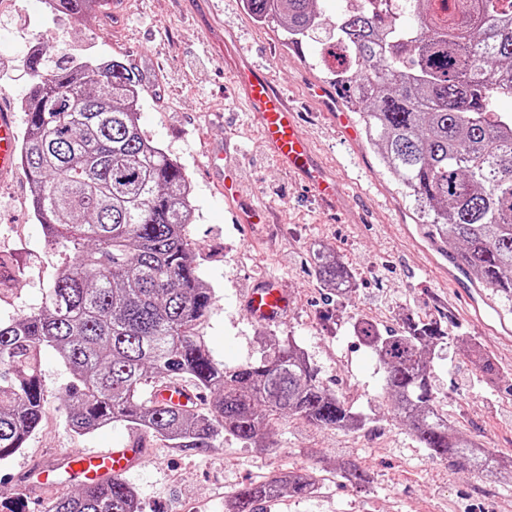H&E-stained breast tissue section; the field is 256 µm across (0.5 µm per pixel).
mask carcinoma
Wrapping results in <instances>:
<instances>
[{
    "label": "carcinoma",
    "mask_w": 512,
    "mask_h": 512,
    "mask_svg": "<svg viewBox=\"0 0 512 512\" xmlns=\"http://www.w3.org/2000/svg\"><path fill=\"white\" fill-rule=\"evenodd\" d=\"M56 14L83 18L102 0H50ZM315 0H246L259 22L275 19L291 43L322 26ZM397 15L362 6L330 24L347 102L365 105L367 141L419 206L437 242L461 244L454 259L512 300V0H407ZM34 83L22 110L19 162L31 208L64 259L26 315L0 322V461L26 447L47 398L42 362L56 355L76 434L125 423L177 448H210L226 434L252 441L278 421L357 431L374 417L321 383L295 345H269L234 367L215 361L198 327L213 303L187 234L191 186L182 167L140 129L139 82L120 60L49 69L29 61ZM317 272L349 297L353 276L326 249ZM384 373L391 409L432 459L486 478L502 475L494 454L448 422L433 392L429 352L448 337L432 320L408 319L382 332L353 323ZM210 399L187 407L144 397L184 380ZM337 470L363 484L350 459ZM314 477L292 470L238 489L227 512H257L286 495L313 493ZM48 512H140L123 478L83 483Z\"/></svg>",
    "instance_id": "carcinoma-1"
}]
</instances>
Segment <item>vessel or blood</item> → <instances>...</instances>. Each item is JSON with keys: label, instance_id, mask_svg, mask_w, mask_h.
Returning <instances> with one entry per match:
<instances>
[{"label": "vessel or blood", "instance_id": "obj_1", "mask_svg": "<svg viewBox=\"0 0 512 512\" xmlns=\"http://www.w3.org/2000/svg\"><path fill=\"white\" fill-rule=\"evenodd\" d=\"M236 88L259 126L273 156L284 166L300 172L311 191L324 200L335 199L340 192L336 180L324 173L315 160L313 145L302 131L298 114L288 97L276 90L263 76L255 74L247 64L236 68ZM17 116L0 107V177L15 172L17 166ZM448 283L459 288L476 317L484 320L489 335L501 342L512 343V318L499 311L490 295L475 283L467 281L457 262L448 264ZM246 305L251 315L266 323H276L288 312L286 290L272 280L263 281L249 293ZM143 449L134 444L113 450L110 454L78 451L70 470L75 474L94 476L108 471L112 476L127 475Z\"/></svg>", "mask_w": 512, "mask_h": 512}]
</instances>
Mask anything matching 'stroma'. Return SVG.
Wrapping results in <instances>:
<instances>
[{
    "label": "stroma",
    "instance_id": "1",
    "mask_svg": "<svg viewBox=\"0 0 512 512\" xmlns=\"http://www.w3.org/2000/svg\"><path fill=\"white\" fill-rule=\"evenodd\" d=\"M233 41L255 72L302 110L319 164L343 184L335 204L312 196L306 182L272 156L250 114L233 104L235 69L224 44ZM325 31L295 45L279 22H257L243 0H106L86 18L46 12L44 0H0V103L20 111L33 82L27 61L42 50L46 65L120 58L143 88L139 125L185 170L193 220L188 235L214 304L200 331L214 358L227 366L258 359L264 339L292 340L323 384L357 408H372L365 430L343 432L301 422L276 424L253 442L230 436L211 448H175L144 429L116 424L79 435L69 430L64 388L69 375L54 357L43 366L48 397L40 425L25 448L0 462V512H47L50 502L77 492L80 476L63 473L54 488L36 475L74 448L106 452L129 441L147 453L127 480L140 512H225L241 486L279 471L305 469L318 489L283 497L262 512H512V476L495 482L430 459L392 413L373 351L353 332L357 317L383 329L406 318L436 321L448 333L432 354L433 386L449 421L502 460L512 459V345L493 344L471 322L448 280L419 249L425 232L419 208L366 139L348 142L308 99L312 82H329ZM239 180L241 206L266 208L262 224H235L223 180ZM23 171L0 182V257L18 267L0 293V320L29 312L62 261L60 245L45 241L28 200ZM350 267L356 284L344 302L314 271L315 243ZM275 277L291 309L279 324L255 321L245 298L256 281ZM489 354L493 376L475 367L471 345ZM356 461L371 478L355 488L335 463Z\"/></svg>",
    "mask_w": 512,
    "mask_h": 512
}]
</instances>
